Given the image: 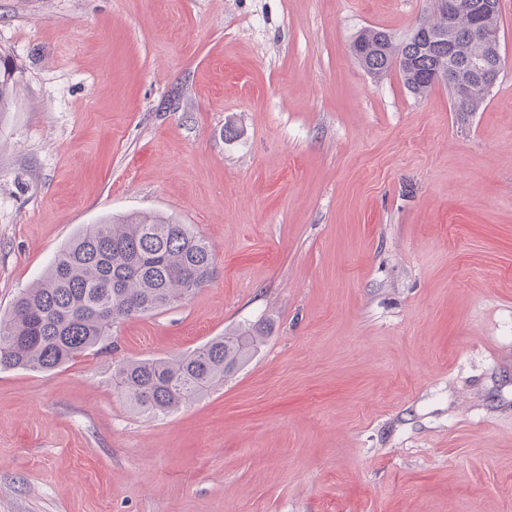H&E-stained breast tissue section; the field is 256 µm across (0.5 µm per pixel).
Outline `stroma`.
Segmentation results:
<instances>
[{"label":"stroma","mask_w":512,"mask_h":512,"mask_svg":"<svg viewBox=\"0 0 512 512\" xmlns=\"http://www.w3.org/2000/svg\"><path fill=\"white\" fill-rule=\"evenodd\" d=\"M475 112L351 54L430 0H0V315L100 216L155 212L216 278L49 373L0 372V512H512V0ZM261 324L173 416L123 358ZM14 74L12 67L6 61H0V115L10 112L12 105V89Z\"/></svg>","instance_id":"stroma-1"}]
</instances>
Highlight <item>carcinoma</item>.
I'll return each mask as SVG.
<instances>
[{"label":"carcinoma","mask_w":512,"mask_h":512,"mask_svg":"<svg viewBox=\"0 0 512 512\" xmlns=\"http://www.w3.org/2000/svg\"><path fill=\"white\" fill-rule=\"evenodd\" d=\"M484 6L483 26L499 32L500 0H462L454 26L457 57L470 55L473 5ZM352 55L369 74L394 68L415 95L434 85L448 66V46L411 34L396 42L380 29L363 30ZM448 91L454 112H475L491 92L470 70L460 68ZM14 74L0 61V113L11 111ZM213 246L190 225L158 213L106 215L85 224L55 254L40 280L19 293L0 316V370L50 372L81 356L110 351L114 328L173 305L217 275ZM264 333L259 326L216 336L192 351L166 358L126 359L112 369V390L130 410L164 418L224 386L249 362Z\"/></svg>","instance_id":"cac0c4a2"}]
</instances>
